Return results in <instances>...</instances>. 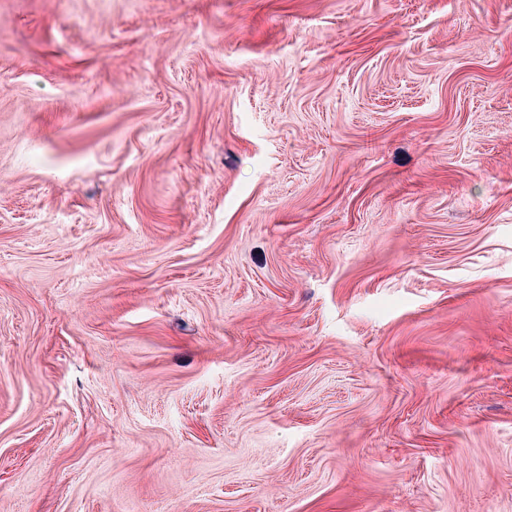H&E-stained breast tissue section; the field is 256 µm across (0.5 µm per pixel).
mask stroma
Segmentation results:
<instances>
[{"label": "stroma", "instance_id": "35a3bbf8", "mask_svg": "<svg viewBox=\"0 0 512 512\" xmlns=\"http://www.w3.org/2000/svg\"><path fill=\"white\" fill-rule=\"evenodd\" d=\"M0 512H512V0H0Z\"/></svg>", "mask_w": 512, "mask_h": 512}]
</instances>
